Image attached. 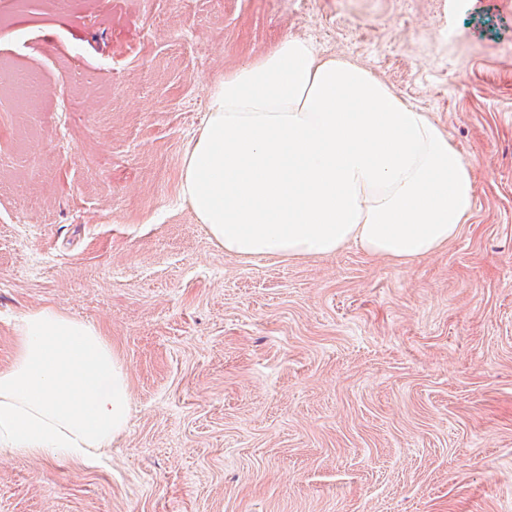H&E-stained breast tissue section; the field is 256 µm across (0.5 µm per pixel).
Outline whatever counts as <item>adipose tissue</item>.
Returning <instances> with one entry per match:
<instances>
[{"mask_svg": "<svg viewBox=\"0 0 512 512\" xmlns=\"http://www.w3.org/2000/svg\"><path fill=\"white\" fill-rule=\"evenodd\" d=\"M180 194L225 253L318 258L353 245L407 264L470 218L474 172L428 113L351 59L286 36L224 74ZM0 369V448L94 462L126 429L127 377L101 330L26 313Z\"/></svg>", "mask_w": 512, "mask_h": 512, "instance_id": "ef3b65f1", "label": "adipose tissue"}]
</instances>
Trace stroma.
I'll list each match as a JSON object with an SVG mask.
<instances>
[{
  "label": "stroma",
  "instance_id": "stroma-1",
  "mask_svg": "<svg viewBox=\"0 0 512 512\" xmlns=\"http://www.w3.org/2000/svg\"><path fill=\"white\" fill-rule=\"evenodd\" d=\"M287 34L472 165L447 247L210 240L184 153L210 87ZM40 307L103 332L130 416L94 466L0 451V512H512V0H0V368Z\"/></svg>",
  "mask_w": 512,
  "mask_h": 512
}]
</instances>
